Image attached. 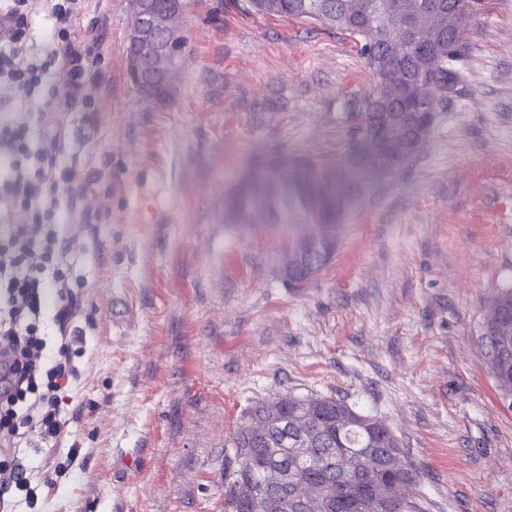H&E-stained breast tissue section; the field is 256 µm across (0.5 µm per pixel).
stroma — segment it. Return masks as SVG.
I'll return each mask as SVG.
<instances>
[{
    "instance_id": "1",
    "label": "stroma",
    "mask_w": 512,
    "mask_h": 512,
    "mask_svg": "<svg viewBox=\"0 0 512 512\" xmlns=\"http://www.w3.org/2000/svg\"><path fill=\"white\" fill-rule=\"evenodd\" d=\"M189 0L171 98L128 72V0H89L96 112L70 165L99 177L66 234L103 244L76 266L93 322L55 448L15 451L40 512H224V461L250 405L330 395L387 425L418 469L422 512H512V405L478 342L512 284V0H481L463 80L415 157L345 215L305 288L277 277V239L224 222V192L272 146L340 159L373 86L357 37ZM81 447L68 459L72 444ZM67 471L43 485L45 471Z\"/></svg>"
}]
</instances>
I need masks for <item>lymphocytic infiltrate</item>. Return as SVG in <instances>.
Segmentation results:
<instances>
[{
    "instance_id": "f902f5d3",
    "label": "lymphocytic infiltrate",
    "mask_w": 512,
    "mask_h": 512,
    "mask_svg": "<svg viewBox=\"0 0 512 512\" xmlns=\"http://www.w3.org/2000/svg\"><path fill=\"white\" fill-rule=\"evenodd\" d=\"M86 2L43 0L51 28L33 53L26 38L30 0H0V211L24 214L0 232V500L20 494L31 510L37 490L11 451L34 436L47 445L59 437L63 404L79 375L69 350L85 334L80 302L61 268L89 244L57 226L66 214L82 224L100 221L78 206L97 178L66 164L57 128L62 113L94 111L98 97L100 79L87 61L99 41L80 29ZM55 66L71 88L63 104L49 88ZM34 126L43 135L33 142ZM49 333L61 339L54 354Z\"/></svg>"
}]
</instances>
